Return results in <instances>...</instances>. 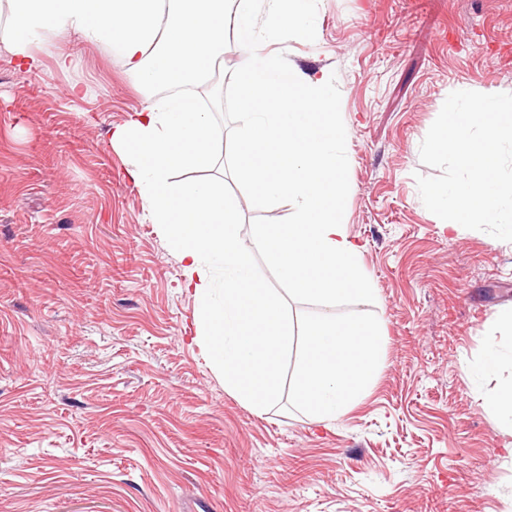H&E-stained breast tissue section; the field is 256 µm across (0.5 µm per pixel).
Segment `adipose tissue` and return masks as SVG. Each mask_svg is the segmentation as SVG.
Wrapping results in <instances>:
<instances>
[{
  "label": "adipose tissue",
  "mask_w": 512,
  "mask_h": 512,
  "mask_svg": "<svg viewBox=\"0 0 512 512\" xmlns=\"http://www.w3.org/2000/svg\"><path fill=\"white\" fill-rule=\"evenodd\" d=\"M318 0H6L0 50L21 73L40 70L37 44L76 33L117 54L148 93V104L111 128L112 148L129 159L126 175L183 264L196 299L197 338L225 389L254 413L267 412L281 369L302 342L294 380L298 405L316 422L341 418L366 394L386 356L379 328L337 313L343 302H372L376 290L347 232L348 167L339 153L345 126L325 76L286 62L280 43L310 29ZM235 37L243 57L221 68ZM239 90L241 125L233 146L237 180L261 199L293 204L284 224H262L241 240L236 198L214 178L219 163L212 112L193 87L214 73ZM165 94H158V87ZM190 172L176 182L174 171ZM261 252L286 284L265 287L254 267ZM224 267L214 283L204 263ZM316 302L304 328L284 314L285 296Z\"/></svg>",
  "instance_id": "adipose-tissue-1"
}]
</instances>
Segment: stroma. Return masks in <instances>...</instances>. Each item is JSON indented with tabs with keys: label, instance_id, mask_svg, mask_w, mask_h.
Here are the masks:
<instances>
[{
	"label": "stroma",
	"instance_id": "stroma-1",
	"mask_svg": "<svg viewBox=\"0 0 512 512\" xmlns=\"http://www.w3.org/2000/svg\"><path fill=\"white\" fill-rule=\"evenodd\" d=\"M22 74L0 56V512H512V438L470 376L512 308V242L423 205L420 145L456 90L512 93V0H320L290 64L324 73L347 127L345 216L376 288L386 360L332 423L299 411L297 354L267 414L196 339L182 264L109 131L145 106L117 56L75 35ZM73 57L58 69L59 55ZM79 95H71V85ZM198 95L232 149L238 90ZM241 237L287 202L225 177Z\"/></svg>",
	"mask_w": 512,
	"mask_h": 512
}]
</instances>
